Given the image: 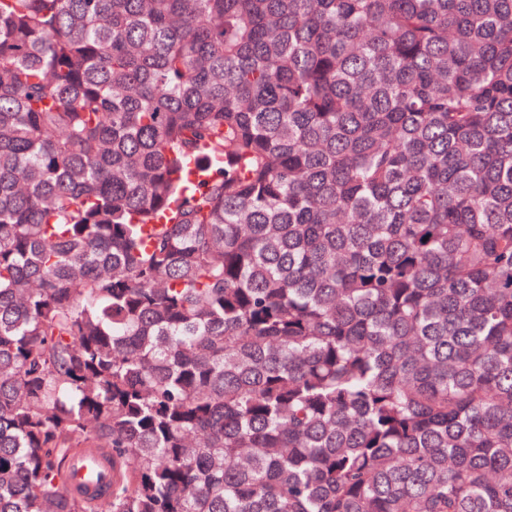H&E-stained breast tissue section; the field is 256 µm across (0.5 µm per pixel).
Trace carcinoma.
Instances as JSON below:
<instances>
[{
	"instance_id": "obj_1",
	"label": "carcinoma",
	"mask_w": 512,
	"mask_h": 512,
	"mask_svg": "<svg viewBox=\"0 0 512 512\" xmlns=\"http://www.w3.org/2000/svg\"><path fill=\"white\" fill-rule=\"evenodd\" d=\"M0 512H512V0H0ZM110 477V470L104 459L95 452H89L73 460L66 488L71 491L82 488L91 494L103 496Z\"/></svg>"
}]
</instances>
